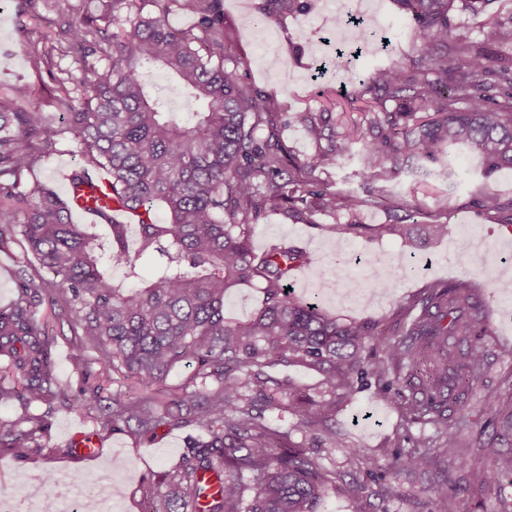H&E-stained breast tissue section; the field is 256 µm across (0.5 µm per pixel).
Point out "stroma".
Returning <instances> with one entry per match:
<instances>
[{
  "label": "stroma",
  "mask_w": 512,
  "mask_h": 512,
  "mask_svg": "<svg viewBox=\"0 0 512 512\" xmlns=\"http://www.w3.org/2000/svg\"><path fill=\"white\" fill-rule=\"evenodd\" d=\"M75 0H0V98L9 95L8 86L28 83L33 93L22 101L27 111L45 112L50 121L60 115L48 104L46 71L35 69L29 59L30 43L49 47L56 39L57 24ZM263 0H224V13L232 24L234 46L244 57L246 82L269 93H277L285 103L286 115L281 139L288 150L302 156L315 149L302 125L294 120L300 112H317L328 103L343 110V129H365V103L354 101L352 94L361 75L375 65L395 59L408 61L414 54L415 25L395 0H363L365 27L369 39L361 40V55H337L327 45L330 33L344 32L343 24L350 0H312L309 12L266 18L260 11ZM306 40H299V31ZM388 49H381V42ZM456 170L455 179L439 172L427 175H402L394 189L395 204L386 209H366L355 213L320 214L315 225L295 224L278 213L270 214L252 232L255 250L271 244L288 242L305 248L309 262L296 271L290 285L297 294L318 292L320 306L327 314L342 320H358L390 328L398 317L400 303L420 295L432 281L459 277L471 278L479 288L487 311V324L496 345L512 347V332L503 323L512 315V289L504 290L502 280L512 278V267L501 268L498 259L512 253V225L500 223L498 217L477 210L473 192L480 178L479 167L466 150L453 146L448 150ZM424 204L434 214H453L451 235L469 229L473 237L449 243L431 239L415 230L412 240L398 237L348 239L331 233L335 224L356 220L362 224H391L403 216L408 205ZM387 257L403 268L389 288L383 302H336L327 288H313L316 275L328 263H335L347 278L368 282L369 257ZM94 350L83 349L73 340L69 329L58 330L54 342L55 378L67 389H76L79 377L76 366L92 360ZM495 413L476 406L470 423L462 431L468 446L465 465L439 459L433 468L416 473L393 474V445L403 429L400 415L393 405L379 401L373 390L352 393L336 415L341 446L326 452L323 464L336 473V490L321 501L316 512H431L435 496L442 491L460 489L459 512H512V483L482 486L479 475L492 459L479 446L488 435L484 424ZM95 431L91 419L78 416L63 406H56L46 443L49 454L0 448V494L22 498L27 494L24 477L53 468L61 477L60 491H68L78 478L111 473L110 482L101 487L112 497L116 512H142L144 487L158 474L174 467L180 460L191 428L162 426L146 438L126 431L100 433L106 452L98 462H76L71 458L69 435L74 430ZM97 431V430H96ZM358 448L363 459L371 461L381 472L378 478H365L359 493L348 488L349 468L344 451Z\"/></svg>",
  "instance_id": "obj_1"
}]
</instances>
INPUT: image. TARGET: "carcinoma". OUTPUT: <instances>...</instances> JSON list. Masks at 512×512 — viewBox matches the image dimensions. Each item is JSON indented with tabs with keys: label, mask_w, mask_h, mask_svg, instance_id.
Wrapping results in <instances>:
<instances>
[{
	"label": "carcinoma",
	"mask_w": 512,
	"mask_h": 512,
	"mask_svg": "<svg viewBox=\"0 0 512 512\" xmlns=\"http://www.w3.org/2000/svg\"><path fill=\"white\" fill-rule=\"evenodd\" d=\"M151 3L154 12H143ZM415 21L411 64L377 67L359 81L357 98L368 106L362 141L366 181L359 196L321 178L350 151L336 134L334 113L304 116L316 150L290 154L279 128L284 102L248 85L242 57L227 37L224 0H99L92 10L77 0L59 24L52 50L29 48L34 67L52 81L58 126L44 113L0 100V249L27 244L17 271L19 296L0 307V403L27 407L18 419H0V448L44 450L53 405L61 402L104 429L147 436L162 425H194L178 465L159 485L145 489L143 512H187L201 499L203 512H313L336 489L321 451L338 448L336 399L358 387L396 405L409 448L394 456L398 473L425 471L438 456L465 455L460 428L471 411L474 385L490 366L483 301L472 280L433 281L404 305L400 326L340 321L287 290L308 257L281 243L262 252L251 245L255 224L273 211L315 224L319 213L391 205L392 182L409 163L439 166L451 177L450 146L470 150L483 180L473 204L512 224V199L491 187L512 170V24L488 23L476 46L454 34L455 14L478 13L489 0H396ZM310 0H264L263 14L303 12ZM196 18L188 29L166 20L171 6ZM70 68L56 69L54 56ZM171 75L196 109L172 110L147 81ZM69 144L80 163L72 184L109 173L102 197L132 212L138 246L128 245L129 225H107L108 246L92 224L72 221L70 198L29 180L42 161ZM163 210L158 216L157 209ZM451 215L427 223L429 235L448 236ZM406 224H340L336 233L367 238L404 235ZM157 255L153 278L128 289L108 267L138 279L139 262ZM244 283L264 290L263 306L247 321L224 318L226 292ZM67 323L79 344L96 351L83 364L81 386L63 389L52 374L54 323ZM195 363L184 384L165 386L170 369ZM300 365L321 376L326 397L296 398L260 385L266 368ZM116 385L106 390L98 379ZM133 378L146 393L122 389ZM33 403L46 405L32 413ZM267 410L290 411L310 433L294 443L265 424ZM419 436L411 438L412 430ZM223 477L206 499L203 475ZM248 473L254 495L245 498ZM512 481V456L497 455L481 475L487 486ZM432 512H458L454 491L435 497Z\"/></svg>",
	"instance_id": "1"
}]
</instances>
